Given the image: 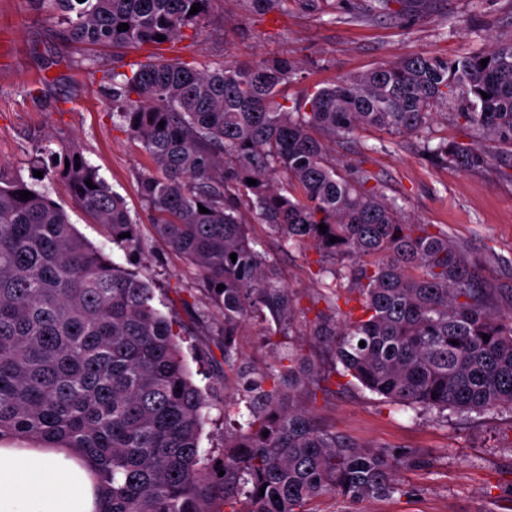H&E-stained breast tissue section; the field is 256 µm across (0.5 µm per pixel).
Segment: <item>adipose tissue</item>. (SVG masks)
I'll use <instances>...</instances> for the list:
<instances>
[{
  "instance_id": "adipose-tissue-1",
  "label": "adipose tissue",
  "mask_w": 512,
  "mask_h": 512,
  "mask_svg": "<svg viewBox=\"0 0 512 512\" xmlns=\"http://www.w3.org/2000/svg\"><path fill=\"white\" fill-rule=\"evenodd\" d=\"M0 512H95L87 461L69 448L0 446Z\"/></svg>"
}]
</instances>
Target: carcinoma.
Masks as SVG:
<instances>
[{"mask_svg":"<svg viewBox=\"0 0 512 512\" xmlns=\"http://www.w3.org/2000/svg\"><path fill=\"white\" fill-rule=\"evenodd\" d=\"M39 2L63 17L68 42L151 48L103 78L112 111L155 165L139 190L156 234L195 267L224 317L219 379L246 385L250 415L224 435L222 455L202 457L210 403L192 380L180 323L61 206L0 171V442L62 444L92 458L98 512H313L329 494L358 503L401 492L398 472L414 457L358 446L300 405L316 374L300 349L259 373L242 361L238 336L251 315L269 313L281 332L293 320L288 287L241 220L243 202L272 233L332 260L315 276H333L322 300L341 321L321 314L312 335L341 376L445 422L450 412H512V309L495 307L497 289L478 282L447 233L405 216L371 170L340 168L321 140L348 142L363 128L411 134L445 101L459 103L453 119L484 142L512 147V40L453 60L382 64L288 104L277 97L298 69L286 57L200 71L159 53L197 32L215 0ZM38 151L45 174L140 253L136 220L80 151L58 137ZM432 152L460 164L486 158L474 143Z\"/></svg>","mask_w":512,"mask_h":512,"instance_id":"cac0c4a2","label":"carcinoma"}]
</instances>
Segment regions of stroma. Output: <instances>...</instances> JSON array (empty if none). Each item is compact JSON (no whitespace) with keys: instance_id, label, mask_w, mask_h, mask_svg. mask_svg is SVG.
Masks as SVG:
<instances>
[{"instance_id":"1","label":"stroma","mask_w":512,"mask_h":512,"mask_svg":"<svg viewBox=\"0 0 512 512\" xmlns=\"http://www.w3.org/2000/svg\"><path fill=\"white\" fill-rule=\"evenodd\" d=\"M370 2L322 0L314 9L290 0L287 12L261 15L247 0H215L192 47L178 55L200 70L273 56L293 59L299 76L280 88L281 98L292 101L382 63L420 53L456 58L512 39V0H397L387 18L370 16ZM62 31L61 20L47 16L37 0H0V166L62 206L78 233L111 261L151 283L156 307L184 328L182 347L194 383L214 399L200 446L221 452L224 406L244 404L246 396L243 388L226 391L216 380L224 319L211 307L197 271L155 234L139 191V177L152 162L113 114L111 84L90 73L97 66L125 70L148 50L74 47L63 42ZM42 75L48 84H39ZM454 110L439 104L429 125L385 150L377 148L379 133L361 131L352 142L330 143L329 152L378 173L386 194L397 198L407 216L447 231L483 283L497 289L498 305L506 311L512 309V148L495 146L477 165L426 156L428 142L477 140L475 130L453 120ZM52 136L73 142L125 199L139 224V257L113 242L61 182L35 177L34 149ZM364 144L371 153L361 154ZM241 218L297 306L286 336L275 333L272 319L251 318L238 338L243 358L262 369L275 361L283 343L300 347L318 371L317 390L304 401L320 427L361 446L417 458L398 474L400 493L352 511L328 495L314 503L315 512H512V414L452 415L441 423L385 403L361 386L338 385L335 358L310 334L319 312L313 299L321 290L310 270L319 253L284 242L250 209H242Z\"/></svg>"}]
</instances>
